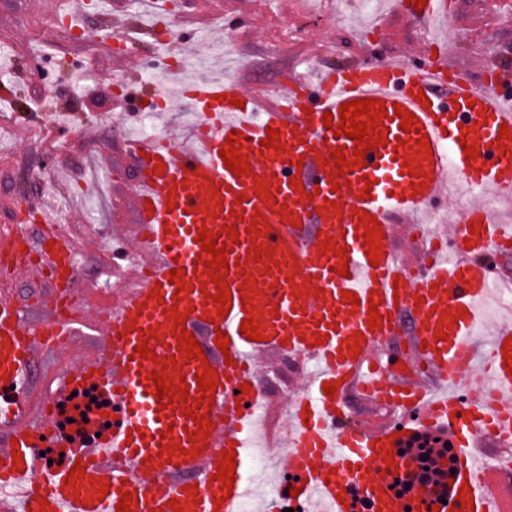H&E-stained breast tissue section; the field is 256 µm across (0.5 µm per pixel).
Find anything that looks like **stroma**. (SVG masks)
<instances>
[{"label": "stroma", "mask_w": 512, "mask_h": 512, "mask_svg": "<svg viewBox=\"0 0 512 512\" xmlns=\"http://www.w3.org/2000/svg\"><path fill=\"white\" fill-rule=\"evenodd\" d=\"M456 33L448 60L476 88L489 68L512 63V0H447ZM69 0H0V225L19 221L18 208L50 189L62 208L66 235L83 244L80 286L108 276L111 225H133V169L127 139L142 112L112 110L113 73L124 71L140 96L157 87L153 71L193 35L207 44L211 23L224 28V65L233 77L275 84L317 65L365 59L427 58V33L417 19L391 11L389 0H165V48L138 29L149 0H104L70 14ZM127 25L126 59H113L97 35L106 21ZM377 21L383 35L365 46L360 27ZM46 353L33 368V394L45 396L88 355Z\"/></svg>", "instance_id": "stroma-1"}]
</instances>
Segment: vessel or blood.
Segmentation results:
<instances>
[{
  "instance_id": "1",
  "label": "vessel or blood",
  "mask_w": 512,
  "mask_h": 512,
  "mask_svg": "<svg viewBox=\"0 0 512 512\" xmlns=\"http://www.w3.org/2000/svg\"><path fill=\"white\" fill-rule=\"evenodd\" d=\"M398 10L426 21L446 12L445 0H395ZM429 63L383 60L343 70L318 69L282 84L276 91L246 89L217 73L180 82L178 97L196 120L186 138L154 135L129 146L134 170L135 254L145 269L141 281L118 298L86 312L72 300L79 280L80 248L61 236L49 200L21 212L43 228L39 241L23 229L0 232V385L14 394L0 399V489L21 486L19 506L0 492V512H117L123 495L134 498L131 512H237L257 498L249 479L258 360L280 353L312 364L306 381L292 391L291 422L281 444L287 464L275 494V512L297 499L304 512H354L352 494L366 512H402L390 489L393 480L416 467L402 448L419 429L450 432L454 444L453 483L418 489L423 512H512V367L502 349L512 324L486 340L475 336L476 303L496 279L493 260L512 254V225L501 223L484 204L464 208L456 229L430 228L450 250L448 260L423 265L404 276L394 247L408 215L431 212L447 179L470 191L492 189L500 204H512V72L490 71L491 91L476 89L449 65L444 43L434 42ZM114 111L137 105L124 74L114 80ZM359 99L383 102L386 115L373 134L363 168L350 167L357 140L336 135L324 114ZM412 112L416 131L400 129L396 107ZM507 127L508 138L498 136ZM280 131L277 149L262 145L268 128ZM248 165L231 172L219 155L229 134ZM428 138L430 148L420 147ZM477 152L467 159L463 148ZM342 151L338 166L334 151ZM299 187H290L293 177ZM273 203H266L265 194ZM382 234L377 264H370L363 234L366 217ZM236 226V235L225 229ZM215 235L228 262L225 278L231 307L218 315L206 301L213 283L197 235ZM346 248L345 256L322 251L325 242ZM270 254L256 258V247ZM347 262L348 276L336 273ZM36 270L51 285L38 316L29 315L7 284L19 272ZM181 271L180 284L170 271ZM358 305H351L349 295ZM377 303L379 326L368 324V305ZM184 324L167 318V309ZM415 330L404 361L410 372L385 363V348L399 338L406 317ZM254 319L260 340L241 334ZM448 337L435 339L440 324ZM194 336L202 358L178 356L176 333ZM229 340L220 350L217 331ZM90 338L91 356L69 379L61 380L41 404L31 400L37 356L64 351ZM361 350L350 353L352 341ZM155 359L135 355L139 343ZM174 363L165 371V363ZM216 371L212 401H198L196 377ZM167 374L186 386V398L160 406L154 375ZM334 383L333 395L323 386ZM95 388L114 413L111 427L92 416L98 437L81 443L60 435L54 407L72 393ZM393 412L389 421L357 426L348 400ZM210 420L209 433L192 443L197 417ZM56 437L69 454L48 464L36 453L42 440ZM235 454V481L224 489L215 474L222 451ZM21 460H14V453ZM84 469L77 486L65 479L74 464ZM297 477L289 486L288 477ZM108 495H101V488Z\"/></svg>"
}]
</instances>
